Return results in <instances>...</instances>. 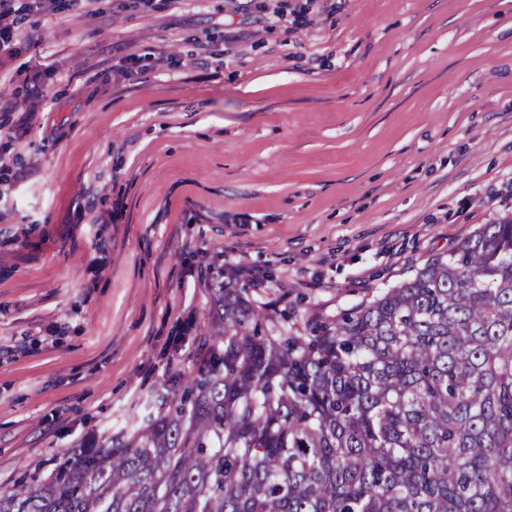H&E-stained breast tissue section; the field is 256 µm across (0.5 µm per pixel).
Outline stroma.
Instances as JSON below:
<instances>
[{"instance_id": "stroma-1", "label": "stroma", "mask_w": 512, "mask_h": 512, "mask_svg": "<svg viewBox=\"0 0 512 512\" xmlns=\"http://www.w3.org/2000/svg\"><path fill=\"white\" fill-rule=\"evenodd\" d=\"M322 8L295 30L231 0L42 15L27 57L54 72L0 218V487H36L183 390L222 269L300 325L512 213V0ZM225 37L223 71L194 64ZM144 52L158 68L114 83ZM93 192L123 223L80 221ZM152 62L151 54L129 53L122 57L118 64L112 66V80L115 82H140L146 73L150 71Z\"/></svg>"}]
</instances>
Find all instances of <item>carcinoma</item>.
Here are the masks:
<instances>
[{
    "instance_id": "cac0c4a2",
    "label": "carcinoma",
    "mask_w": 512,
    "mask_h": 512,
    "mask_svg": "<svg viewBox=\"0 0 512 512\" xmlns=\"http://www.w3.org/2000/svg\"><path fill=\"white\" fill-rule=\"evenodd\" d=\"M163 414L0 512H512V214L304 331L218 285Z\"/></svg>"
}]
</instances>
